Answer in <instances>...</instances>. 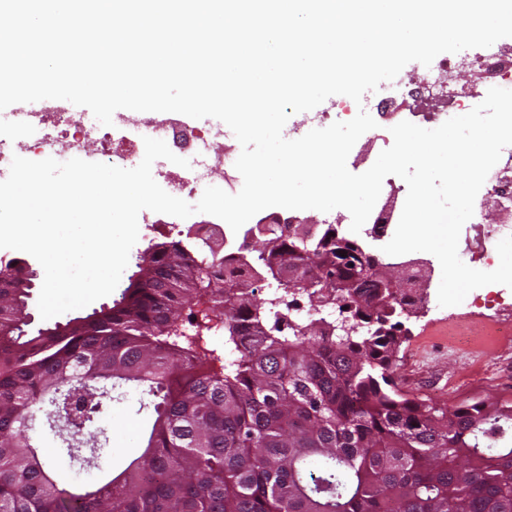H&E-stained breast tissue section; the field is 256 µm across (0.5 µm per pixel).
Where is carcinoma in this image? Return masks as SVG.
<instances>
[{
  "mask_svg": "<svg viewBox=\"0 0 512 512\" xmlns=\"http://www.w3.org/2000/svg\"><path fill=\"white\" fill-rule=\"evenodd\" d=\"M242 258L209 238L160 242L139 259L112 305L30 333L19 288H0V512H512V404L477 401L449 412L410 399L391 377L416 300L336 263V225L309 241L275 224ZM182 254L172 265L170 253ZM323 275L298 288L312 310L344 301L354 331L304 320L243 284ZM224 308V357L184 323ZM118 382L144 388L156 414L142 454L85 488L57 484L25 417L69 426L71 460L94 465L79 438Z\"/></svg>",
  "mask_w": 512,
  "mask_h": 512,
  "instance_id": "cac0c4a2",
  "label": "carcinoma"
}]
</instances>
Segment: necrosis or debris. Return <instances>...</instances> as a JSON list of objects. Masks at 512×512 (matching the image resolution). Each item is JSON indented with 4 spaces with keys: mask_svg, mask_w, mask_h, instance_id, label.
Masks as SVG:
<instances>
[{
    "mask_svg": "<svg viewBox=\"0 0 512 512\" xmlns=\"http://www.w3.org/2000/svg\"><path fill=\"white\" fill-rule=\"evenodd\" d=\"M460 67L488 73L489 78L468 87L451 86V76ZM492 86L512 89V55L436 57L429 67L413 69L406 81L397 83L393 98L398 101L412 95L421 96V103L415 104L411 111V121L422 128L434 129L480 104ZM15 118L17 135L0 136V170L9 168L13 156L20 153L33 159L46 154L64 162L89 150L101 156L106 164L121 168L131 164L135 155L134 149L113 147L111 127L101 125L89 112L74 114L48 107L39 112H19ZM121 121L131 125L141 136L166 142L179 135H188L205 152V167L223 166L232 158L228 152L209 154L212 129L187 130L173 117L140 120L125 115ZM503 154L506 163L491 169L474 206L481 209L489 203H498L504 218L495 224L469 219L465 247L461 252L467 266L485 272L493 271L499 264L498 242L512 236V146L506 147Z\"/></svg>",
    "mask_w": 512,
    "mask_h": 512,
    "instance_id": "obj_1",
    "label": "necrosis or debris"
}]
</instances>
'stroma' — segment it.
Here are the masks:
<instances>
[{"instance_id":"stroma-1","label":"stroma","mask_w":512,"mask_h":512,"mask_svg":"<svg viewBox=\"0 0 512 512\" xmlns=\"http://www.w3.org/2000/svg\"><path fill=\"white\" fill-rule=\"evenodd\" d=\"M208 225L210 233H224L226 239L242 241L216 216L196 213L181 219L153 213L152 221L140 225L131 256H138L151 244L179 238L190 226ZM432 281L428 297L404 324L408 336L394 365V380L410 398L430 399L448 409L479 400L512 401V335L495 336L491 330L512 323V300L497 293L479 297L475 305H465L456 314L438 303L441 266L432 254H425ZM155 413L151 399L128 386L112 389L89 434L97 438V468L83 470L71 461L65 443L52 429L45 415H37L32 434L45 449V458L57 480L78 487L95 481L100 473H118L139 456Z\"/></svg>"}]
</instances>
